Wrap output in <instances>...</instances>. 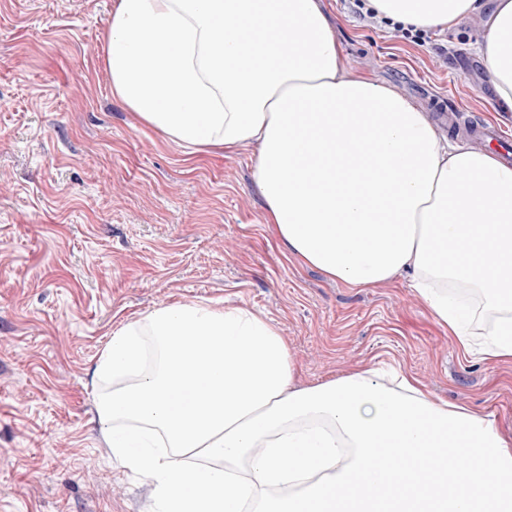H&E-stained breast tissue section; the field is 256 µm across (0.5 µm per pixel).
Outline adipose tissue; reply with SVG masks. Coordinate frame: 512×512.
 I'll return each instance as SVG.
<instances>
[{"label":"adipose tissue","mask_w":512,"mask_h":512,"mask_svg":"<svg viewBox=\"0 0 512 512\" xmlns=\"http://www.w3.org/2000/svg\"><path fill=\"white\" fill-rule=\"evenodd\" d=\"M367 6L412 31L484 8ZM105 40L112 95L144 124L197 152L256 146L264 222L290 253L353 287L410 278L464 345L474 313L448 291L479 289L498 312L481 355L512 360V165L347 72L323 0H116ZM478 51L512 112V0H495ZM96 371L112 380L101 433L156 512H512V438L491 416L404 374L300 384L249 309H156L113 333ZM381 448L395 470L375 465ZM452 450L466 467L449 470Z\"/></svg>","instance_id":"adipose-tissue-1"}]
</instances>
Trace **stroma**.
I'll use <instances>...</instances> for the list:
<instances>
[{
    "label": "stroma",
    "mask_w": 512,
    "mask_h": 512,
    "mask_svg": "<svg viewBox=\"0 0 512 512\" xmlns=\"http://www.w3.org/2000/svg\"><path fill=\"white\" fill-rule=\"evenodd\" d=\"M324 2L348 69L512 136L474 51L484 16L417 45ZM113 3L0 0V512H154L150 482L112 461L94 370L113 331L174 303L272 321L303 384L393 368L512 435V361L466 354L407 281L353 288L287 253L255 146L192 155L113 99Z\"/></svg>",
    "instance_id": "35a3bbf8"
}]
</instances>
